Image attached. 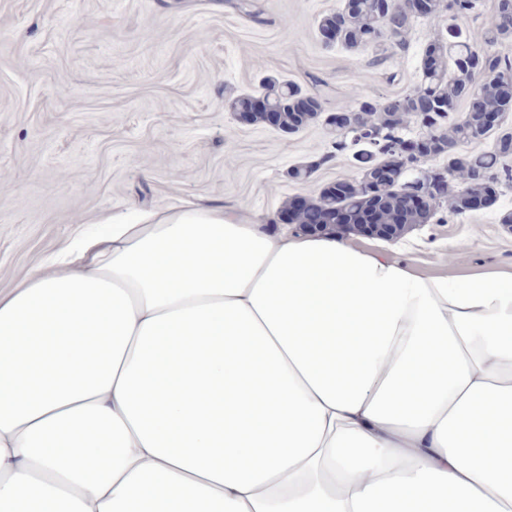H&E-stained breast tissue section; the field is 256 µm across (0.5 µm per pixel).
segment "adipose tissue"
Listing matches in <instances>:
<instances>
[{"label": "adipose tissue", "mask_w": 512, "mask_h": 512, "mask_svg": "<svg viewBox=\"0 0 512 512\" xmlns=\"http://www.w3.org/2000/svg\"><path fill=\"white\" fill-rule=\"evenodd\" d=\"M0 512H512V271L113 219L0 293Z\"/></svg>", "instance_id": "obj_1"}]
</instances>
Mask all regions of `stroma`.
Returning <instances> with one entry per match:
<instances>
[{"instance_id":"1","label":"stroma","mask_w":512,"mask_h":512,"mask_svg":"<svg viewBox=\"0 0 512 512\" xmlns=\"http://www.w3.org/2000/svg\"><path fill=\"white\" fill-rule=\"evenodd\" d=\"M342 0H0V291L14 288L85 225L182 200L239 205L260 224L282 203L360 172L325 122L288 135L240 125L234 100L265 79L354 98L410 90L435 22L382 65L323 44ZM314 165L305 183L289 169ZM489 209L420 224L386 243L428 274L512 267V235Z\"/></svg>"}]
</instances>
